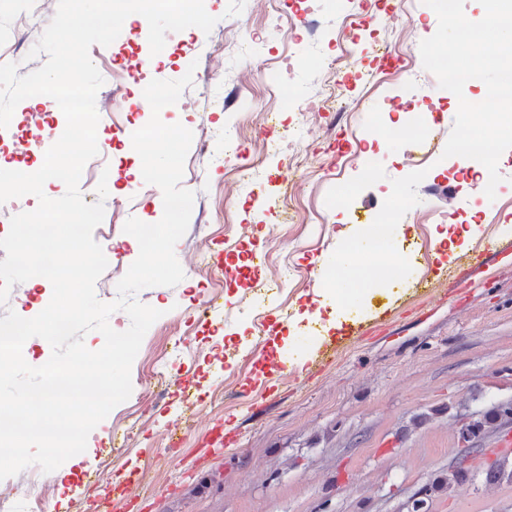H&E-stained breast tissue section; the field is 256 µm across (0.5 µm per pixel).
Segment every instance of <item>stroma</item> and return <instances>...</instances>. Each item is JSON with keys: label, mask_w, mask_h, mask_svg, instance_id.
Masks as SVG:
<instances>
[{"label": "stroma", "mask_w": 512, "mask_h": 512, "mask_svg": "<svg viewBox=\"0 0 512 512\" xmlns=\"http://www.w3.org/2000/svg\"><path fill=\"white\" fill-rule=\"evenodd\" d=\"M205 0L217 23L202 41L170 32L150 78L177 80L193 72L183 107L168 123L190 129L181 185L195 194L190 223L175 246L185 277L177 285L141 290L139 302L161 310L131 369L132 393L89 434L85 452L50 473L30 465L0 480L6 512H98L112 500L119 512H512V484L486 483L479 468L496 459L499 432L471 443L461 425L512 403V149L498 162L495 199L484 198L487 176L457 173L442 159L458 105L422 66L421 40L437 30L421 0H397L398 19L370 0ZM58 0H0V64L19 75L40 68L31 49ZM352 41L355 64L341 89L346 111L308 116L300 143L283 139L295 120L288 100L322 101L333 76L325 65L337 40ZM136 63L150 54L148 27L133 16L119 41L92 61L114 99L100 116L98 143L112 151L85 166L79 184L94 201L106 180L105 216L93 237L110 263L98 279V300L113 301L116 285L139 254L123 230L132 217L163 215L161 190L133 171L140 157L128 138L145 113L136 83L118 85L112 55ZM291 78L274 81L285 56ZM392 69L399 85H380ZM433 117L428 145L355 140L362 129ZM57 130L56 105L22 101L0 129V158L43 163L49 141L31 139L33 115ZM316 156L322 168L297 164ZM265 195H255L258 184ZM398 198H390L391 187ZM400 209L405 234L385 224L379 251L357 254L337 278L351 291L370 281L379 292L355 300L365 328L346 324L330 357L291 375L278 368L283 323L302 309L316 313L313 268L342 267L341 226L359 225L386 204ZM482 222L474 245L460 246L438 269L435 244L448 229ZM495 249L489 266L470 267L473 248ZM260 262H251V255ZM402 260L401 275L384 281L381 257ZM432 286H425V279ZM51 285H14L0 318L14 310L41 312ZM250 388L255 406L241 399ZM181 445L170 450L172 436ZM469 456L472 475L452 495L425 496L449 466Z\"/></svg>", "instance_id": "1"}]
</instances>
